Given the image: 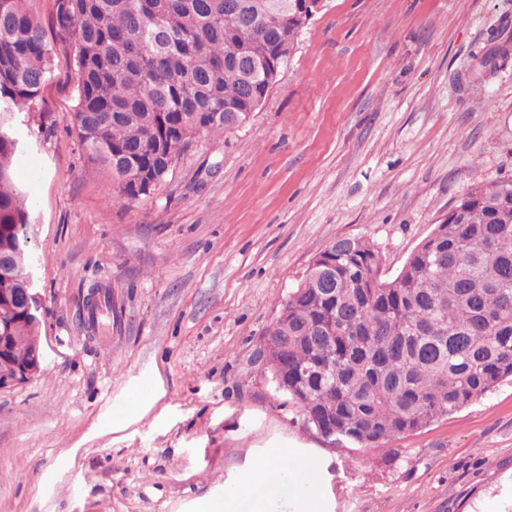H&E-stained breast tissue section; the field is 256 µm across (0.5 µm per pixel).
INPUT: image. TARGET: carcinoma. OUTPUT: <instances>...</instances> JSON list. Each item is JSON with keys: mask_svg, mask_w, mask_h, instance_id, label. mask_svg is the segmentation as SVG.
<instances>
[{"mask_svg": "<svg viewBox=\"0 0 512 512\" xmlns=\"http://www.w3.org/2000/svg\"><path fill=\"white\" fill-rule=\"evenodd\" d=\"M301 0H53L56 46L73 52L71 131L112 174V202L148 196L203 135L246 124L288 65ZM53 49L28 0H0V246L27 250L29 212L13 176L20 134L53 77ZM398 274L381 278L361 237L331 243L332 266L289 293L260 352L274 387L338 448L389 444L512 377V180L474 188ZM17 339L40 340L0 301Z\"/></svg>", "mask_w": 512, "mask_h": 512, "instance_id": "carcinoma-1", "label": "carcinoma"}]
</instances>
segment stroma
Segmentation results:
<instances>
[{
  "label": "stroma",
  "mask_w": 512,
  "mask_h": 512,
  "mask_svg": "<svg viewBox=\"0 0 512 512\" xmlns=\"http://www.w3.org/2000/svg\"><path fill=\"white\" fill-rule=\"evenodd\" d=\"M74 84L56 53L14 162L46 359L0 390V512H194L269 441L320 473L323 512H512V380L334 448L258 358L332 241L368 240L394 278L478 184L512 180V0H326L260 112L127 207L70 131Z\"/></svg>",
  "instance_id": "stroma-1"
}]
</instances>
